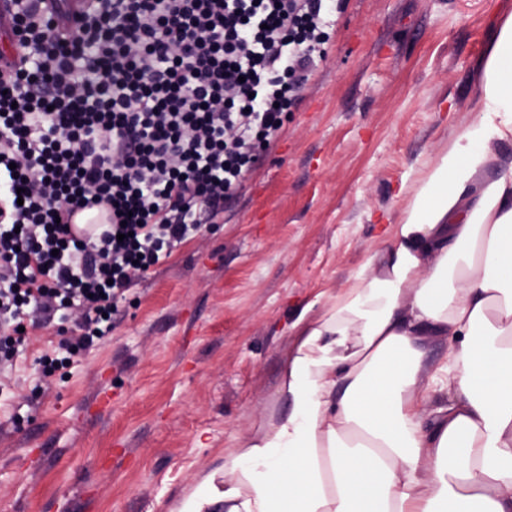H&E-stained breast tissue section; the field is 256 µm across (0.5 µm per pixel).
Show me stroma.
Listing matches in <instances>:
<instances>
[{
    "label": "stroma",
    "mask_w": 512,
    "mask_h": 512,
    "mask_svg": "<svg viewBox=\"0 0 512 512\" xmlns=\"http://www.w3.org/2000/svg\"><path fill=\"white\" fill-rule=\"evenodd\" d=\"M512 0H347L325 62L222 223L118 304L40 384L39 328L0 402V512H172L276 388L305 306L350 287L413 183L476 117L475 68Z\"/></svg>",
    "instance_id": "stroma-1"
}]
</instances>
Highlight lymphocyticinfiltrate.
Returning <instances> with one entry per match:
<instances>
[{"mask_svg": "<svg viewBox=\"0 0 512 512\" xmlns=\"http://www.w3.org/2000/svg\"><path fill=\"white\" fill-rule=\"evenodd\" d=\"M8 0L0 51V371L59 335L43 378L112 331L120 301L217 223L327 57L344 0H86L70 28ZM105 224L72 235L75 210Z\"/></svg>", "mask_w": 512, "mask_h": 512, "instance_id": "obj_1", "label": "lymphocytic infiltrate"}]
</instances>
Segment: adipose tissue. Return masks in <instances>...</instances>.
<instances>
[{"label":"adipose tissue","mask_w":512,"mask_h":512,"mask_svg":"<svg viewBox=\"0 0 512 512\" xmlns=\"http://www.w3.org/2000/svg\"><path fill=\"white\" fill-rule=\"evenodd\" d=\"M477 84V120L411 186L391 246L294 323L287 412L176 512H512V13Z\"/></svg>","instance_id":"obj_1"}]
</instances>
